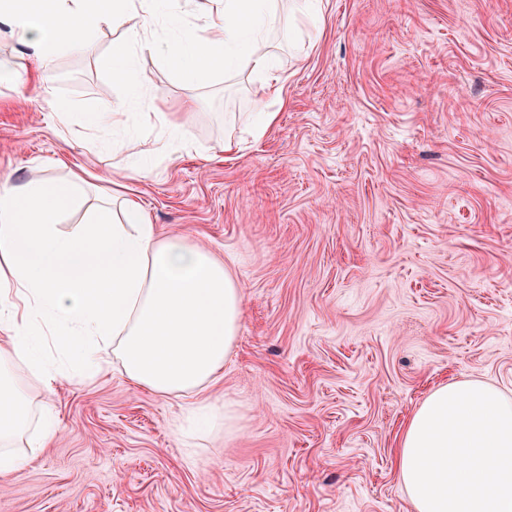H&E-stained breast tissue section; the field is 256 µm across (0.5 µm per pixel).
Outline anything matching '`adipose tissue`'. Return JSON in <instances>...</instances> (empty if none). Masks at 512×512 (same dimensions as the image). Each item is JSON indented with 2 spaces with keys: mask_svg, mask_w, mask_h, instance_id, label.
Here are the masks:
<instances>
[{
  "mask_svg": "<svg viewBox=\"0 0 512 512\" xmlns=\"http://www.w3.org/2000/svg\"><path fill=\"white\" fill-rule=\"evenodd\" d=\"M163 0H0V27L37 59L49 83L53 53L86 44L90 30L123 24L112 43V76L128 103L90 111L87 123L114 129L132 120L164 122V136L133 153L149 160L184 151L182 124L143 99L137 53L159 54L188 82L214 68L258 77L280 98L283 77L271 50L279 22L274 0H224L203 31L186 27L182 11ZM179 31L164 43L148 34L158 19ZM83 173L0 185V475L20 470L24 457L7 453L26 434L30 412L17 386L20 369L42 382L114 371L138 391L182 401L169 423L186 448L216 429H239L234 403L206 392L224 375L238 341L242 287L223 259L201 244L160 236L135 199L113 206L103 198L92 217L64 230L77 204ZM399 484L414 512H512V395L475 380L433 388L405 425L396 459Z\"/></svg>",
  "mask_w": 512,
  "mask_h": 512,
  "instance_id": "obj_1",
  "label": "adipose tissue"
}]
</instances>
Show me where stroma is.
Listing matches in <instances>:
<instances>
[{
    "mask_svg": "<svg viewBox=\"0 0 512 512\" xmlns=\"http://www.w3.org/2000/svg\"><path fill=\"white\" fill-rule=\"evenodd\" d=\"M320 30L279 32L283 98L247 74L185 83L158 55L147 96L194 100L189 148L133 174L130 132L88 109L123 99L119 27L58 52L50 94L0 80V183L83 168L85 204L113 171L165 236L222 255L244 286L237 347L214 398L235 435L196 453L168 431L177 398L119 375L19 384L61 436L0 476V512H413L395 458L436 385L512 393V0H323ZM69 103L58 134L50 99ZM277 115L251 136L260 111ZM239 142L224 151L225 136Z\"/></svg>",
    "mask_w": 512,
    "mask_h": 512,
    "instance_id": "obj_1",
    "label": "stroma"
}]
</instances>
